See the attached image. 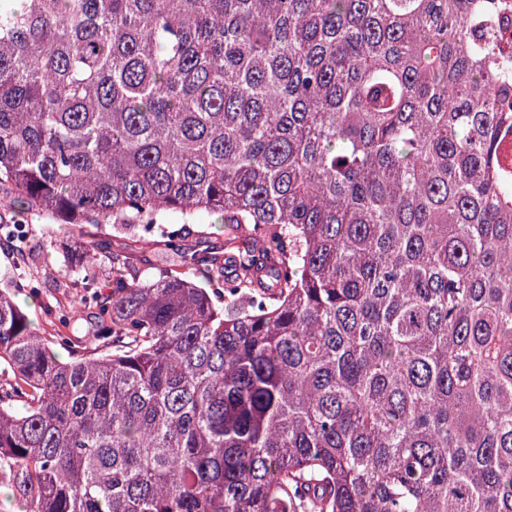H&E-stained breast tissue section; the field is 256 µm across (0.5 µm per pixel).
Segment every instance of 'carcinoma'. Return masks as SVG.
Listing matches in <instances>:
<instances>
[{"label": "carcinoma", "instance_id": "cac0c4a2", "mask_svg": "<svg viewBox=\"0 0 512 512\" xmlns=\"http://www.w3.org/2000/svg\"><path fill=\"white\" fill-rule=\"evenodd\" d=\"M504 11L0 0V191L83 238L90 315L0 290V509L512 512ZM105 227L178 267L103 283ZM216 217L210 216L206 213H197L192 219L185 220L179 214H167L164 216L163 223L170 224L169 227L178 228L183 226L184 222L187 223L184 231L187 233L188 240L192 243L199 241L201 236H204L207 232L216 231L211 228L214 224Z\"/></svg>", "mask_w": 512, "mask_h": 512}]
</instances>
